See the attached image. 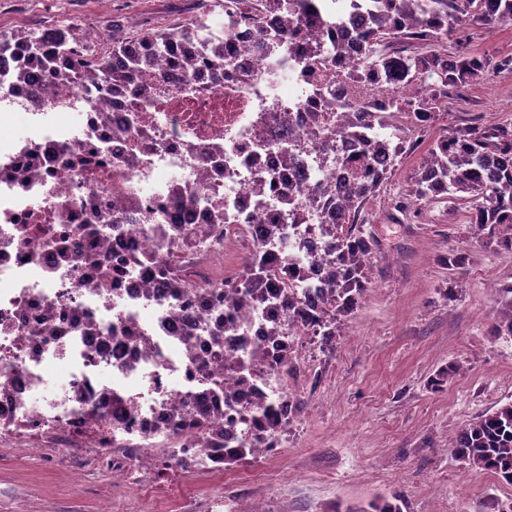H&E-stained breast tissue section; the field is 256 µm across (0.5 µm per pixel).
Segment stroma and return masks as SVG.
I'll return each mask as SVG.
<instances>
[{
    "label": "stroma",
    "mask_w": 512,
    "mask_h": 512,
    "mask_svg": "<svg viewBox=\"0 0 512 512\" xmlns=\"http://www.w3.org/2000/svg\"><path fill=\"white\" fill-rule=\"evenodd\" d=\"M207 0H0V33L70 25L128 35L181 23ZM473 52L512 56V22L472 29ZM512 125V71L446 100L433 126L413 131V151L399 156L381 194L365 206L373 250L369 291L340 318L339 335L320 370L304 384L315 401L262 478L230 469L223 479L160 468L118 489L106 462L73 468L55 459L0 448V512H97L115 500L120 512H226L235 495L270 500L277 512H361L402 495L406 512H498L512 486L471 470L451 455L458 432L512 401V340L492 336L498 288L512 284V251L487 242L465 221L464 207L433 201L418 212L394 206L406 196L431 144L454 127ZM464 264L446 268L451 251ZM457 365L442 388L429 381Z\"/></svg>",
    "instance_id": "35a3bbf8"
}]
</instances>
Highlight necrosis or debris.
<instances>
[{"instance_id":"necrosis-or-debris-1","label":"necrosis or debris","mask_w":512,"mask_h":512,"mask_svg":"<svg viewBox=\"0 0 512 512\" xmlns=\"http://www.w3.org/2000/svg\"><path fill=\"white\" fill-rule=\"evenodd\" d=\"M354 0H317L339 16L327 36L360 57ZM277 17L227 36L250 80L225 77L193 104L161 88L169 57L138 93L104 99L110 125L85 109L79 83L42 78L39 108L25 87L0 88V445L106 456L131 486L158 459L185 475L223 474L241 447L261 475L305 414L294 385L334 345L293 319L289 297L321 315L336 253L321 231L351 175L318 168L303 101L301 35L272 45ZM293 120L280 126L277 112ZM126 127L113 135V125ZM288 181L309 214L277 235L253 215L283 214ZM266 194H259L260 185ZM238 256L235 300L224 299L227 252ZM272 273L253 288L254 256ZM300 269L292 288L285 268Z\"/></svg>"}]
</instances>
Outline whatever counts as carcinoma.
<instances>
[{"instance_id":"cac0c4a2","label":"carcinoma","mask_w":512,"mask_h":512,"mask_svg":"<svg viewBox=\"0 0 512 512\" xmlns=\"http://www.w3.org/2000/svg\"><path fill=\"white\" fill-rule=\"evenodd\" d=\"M309 0H258L269 15L280 17V36L298 31L322 30L330 27L327 18L317 10L306 8ZM368 24L361 31L363 60L339 71L336 79L349 84L351 99L342 120L347 126H364L374 112L400 114L431 123L444 100L489 74L512 69V57L494 60L469 50L461 36L465 26L512 21V0H372L367 5ZM67 41L59 49L69 52L71 64L51 71L50 76L62 84L73 79L80 70L87 79L84 86L86 107L102 111L101 100L110 96L122 98L142 71L151 70L156 58L171 53L186 39L201 37V30L188 22L147 28L133 39L115 29L111 46L96 58L88 60L74 50L79 37L69 27L63 28ZM457 32L458 50L446 57L436 49L438 40ZM26 44V61L13 71L10 81L25 85L38 80L47 68L50 52L34 32L19 35L0 34V54L17 43ZM209 61L203 63L192 54L177 58L176 66L182 84L199 81L202 68H207L214 81L224 79V70L235 68L231 44L217 34H209ZM342 47L329 42H314L306 47L307 77L322 72L324 56H340ZM404 80L411 85L426 82L428 93L414 91L409 96L391 97L380 102L371 88L381 82ZM312 125L324 124L329 111L326 100L307 104ZM401 126L386 124L381 132L371 129L361 135L363 155L367 160L390 156L386 161L394 167L395 158L405 152L406 140L399 134ZM314 151L319 161H334L353 167L351 158L336 155V140L326 132L318 136ZM391 172L370 175L352 172L353 186L344 204L343 224H330L326 233L336 239V262L330 285V307L325 315L331 319L347 316L360 304L367 289L364 276L366 261L372 253L373 238L364 235L366 203L379 195ZM439 184L443 196L468 204L467 222L479 231H488L487 239L504 249L512 250V127L508 125L465 126L451 129L433 141L425 160L416 171L411 196L417 202L437 198L432 184ZM499 308L492 325L498 337L512 338V285L498 289ZM469 468L490 472L503 483L512 485V402L485 413L461 429L450 448Z\"/></svg>"}]
</instances>
